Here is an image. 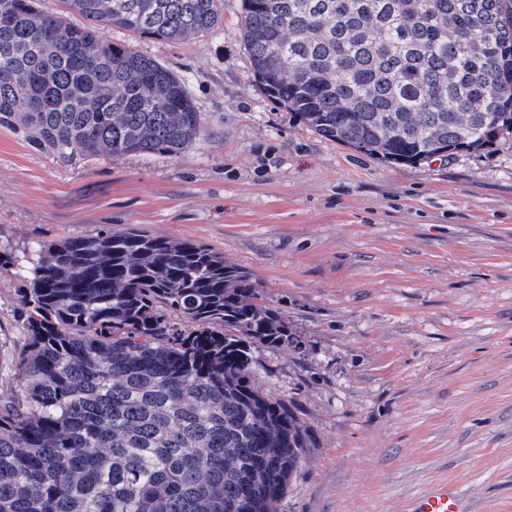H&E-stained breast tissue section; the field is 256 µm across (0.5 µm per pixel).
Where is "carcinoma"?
I'll return each instance as SVG.
<instances>
[{
    "label": "carcinoma",
    "mask_w": 512,
    "mask_h": 512,
    "mask_svg": "<svg viewBox=\"0 0 512 512\" xmlns=\"http://www.w3.org/2000/svg\"><path fill=\"white\" fill-rule=\"evenodd\" d=\"M65 2L85 23L0 0V127L62 165L188 149L202 123L185 80L102 31L205 35L217 0ZM241 10L254 80L328 140L416 164L512 134V0ZM29 271L0 512H279L315 443L255 384V350L301 345L256 279L136 227L46 244Z\"/></svg>",
    "instance_id": "cac0c4a2"
}]
</instances>
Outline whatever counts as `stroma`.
Returning a JSON list of instances; mask_svg holds the SVG:
<instances>
[{"label": "stroma", "instance_id": "35a3bbf8", "mask_svg": "<svg viewBox=\"0 0 512 512\" xmlns=\"http://www.w3.org/2000/svg\"><path fill=\"white\" fill-rule=\"evenodd\" d=\"M218 8L183 41L103 32L186 80L205 134L180 155L64 166L0 128V250L133 224L251 274L303 341L253 364L315 440L281 512H412L444 484L512 512V136L422 164L326 140L256 86L241 0ZM25 285L0 272V392Z\"/></svg>", "mask_w": 512, "mask_h": 512}]
</instances>
